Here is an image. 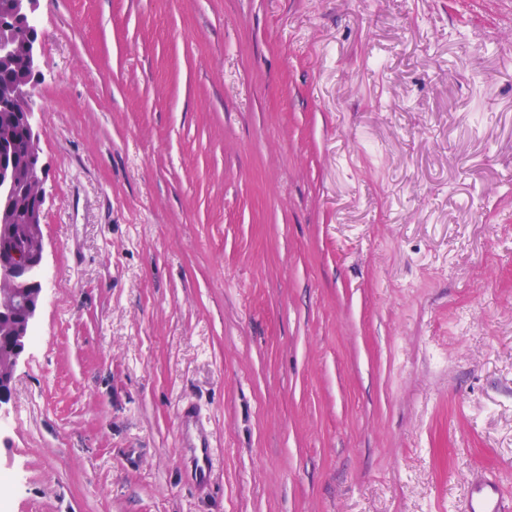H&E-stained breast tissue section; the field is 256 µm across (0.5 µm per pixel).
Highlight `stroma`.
<instances>
[{
	"instance_id": "35a3bbf8",
	"label": "stroma",
	"mask_w": 512,
	"mask_h": 512,
	"mask_svg": "<svg viewBox=\"0 0 512 512\" xmlns=\"http://www.w3.org/2000/svg\"><path fill=\"white\" fill-rule=\"evenodd\" d=\"M508 31L512 0H40L45 290L0 512L511 499ZM192 426L193 423L189 417L184 416L182 423V446L184 448H200V457H194V462L196 470H199L200 474L206 477L213 470L217 460V450L199 432L193 435L191 431ZM465 512H511L512 501H506L496 481L476 477L464 505Z\"/></svg>"
}]
</instances>
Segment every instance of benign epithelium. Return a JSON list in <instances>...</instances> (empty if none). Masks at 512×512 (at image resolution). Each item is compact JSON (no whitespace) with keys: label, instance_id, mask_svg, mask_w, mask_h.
Masks as SVG:
<instances>
[{"label":"benign epithelium","instance_id":"7a95c632","mask_svg":"<svg viewBox=\"0 0 512 512\" xmlns=\"http://www.w3.org/2000/svg\"><path fill=\"white\" fill-rule=\"evenodd\" d=\"M39 0H9L0 12V70L20 68L29 77L27 85L0 81V112H12L16 124L0 125V153L15 140L16 127L24 132L28 163L20 167L0 160V415L8 413L15 373L27 354L42 307L44 288L40 278L45 242L41 224L47 201V166L40 147V129L35 88L40 78L41 39L28 28L34 21ZM19 27L23 36H15ZM17 211L26 223L12 224Z\"/></svg>","mask_w":512,"mask_h":512}]
</instances>
